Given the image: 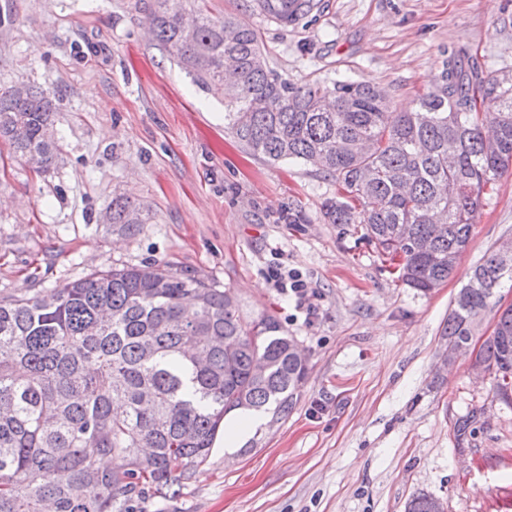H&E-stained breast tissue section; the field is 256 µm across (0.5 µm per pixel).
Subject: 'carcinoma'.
<instances>
[{
    "label": "carcinoma",
    "mask_w": 512,
    "mask_h": 512,
    "mask_svg": "<svg viewBox=\"0 0 512 512\" xmlns=\"http://www.w3.org/2000/svg\"><path fill=\"white\" fill-rule=\"evenodd\" d=\"M249 2L283 27L317 6ZM151 25L196 85L222 90L224 127L253 155L336 181L328 223H362L361 238L410 288L448 281L484 190L512 167V78L445 49L417 108L393 113L385 90L365 80L289 83L268 66L256 30L212 16L204 0H158ZM24 87L0 91V139L46 172L55 105ZM143 212L115 192L108 223L130 235ZM505 279L512 268L494 247L442 336L463 343L494 313L479 357L511 407L512 307L495 301ZM296 344L274 316L244 315L231 289L158 263L0 298V512H139L146 498L173 497L207 461L228 414H288L307 372Z\"/></svg>",
    "instance_id": "cac0c4a2"
}]
</instances>
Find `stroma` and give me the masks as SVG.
<instances>
[{
  "mask_svg": "<svg viewBox=\"0 0 512 512\" xmlns=\"http://www.w3.org/2000/svg\"><path fill=\"white\" fill-rule=\"evenodd\" d=\"M213 16L256 29L269 66L295 84L347 76L409 112L445 47L512 70V0H321L284 28L243 0ZM157 0H0V85L55 98L58 157L45 172L0 143V296L34 295L112 266L169 264L232 288L245 314L274 315L308 374L288 415L265 413L236 447L216 442L170 499L142 512H406L420 493L447 512H512V407L468 358L441 373V331L475 265L512 237V169L494 182L448 281L420 293L350 224H330L336 182L250 155L224 130V98L161 50ZM151 211L135 235L100 217L113 188ZM299 273L313 314L274 276ZM475 412L465 451L457 419Z\"/></svg>",
  "mask_w": 512,
  "mask_h": 512,
  "instance_id": "1",
  "label": "stroma"
}]
</instances>
